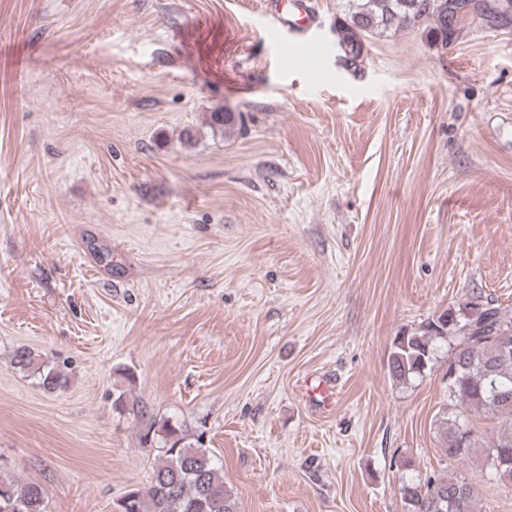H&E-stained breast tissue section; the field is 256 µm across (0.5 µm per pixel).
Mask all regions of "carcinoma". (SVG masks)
I'll return each instance as SVG.
<instances>
[{
  "instance_id": "carcinoma-1",
  "label": "carcinoma",
  "mask_w": 512,
  "mask_h": 512,
  "mask_svg": "<svg viewBox=\"0 0 512 512\" xmlns=\"http://www.w3.org/2000/svg\"><path fill=\"white\" fill-rule=\"evenodd\" d=\"M477 16L499 27L512 25V0H475ZM471 17L459 12L456 0H345L344 18L337 21L338 44L347 62L356 67L364 51V39L428 23L440 42L460 31ZM217 129L242 128V115L218 110L210 113ZM448 346L445 373L452 411H442L439 431L442 453L450 461L464 462L479 444L474 417L498 420L491 443L482 449L483 481L512 483V315L488 301L471 300L450 307L414 331L395 337L389 356L393 378L407 381L433 369L437 353ZM12 362L20 370L40 376L48 392L64 388L68 377L47 370L26 347L17 348ZM164 445L155 460L146 487L129 490L122 512H238L231 491L224 485L223 466L202 436L185 442L186 436L162 426ZM408 512H477V494L466 478L454 474L432 475L424 481L405 480L400 487ZM44 489L21 484L0 472V512H46Z\"/></svg>"
}]
</instances>
